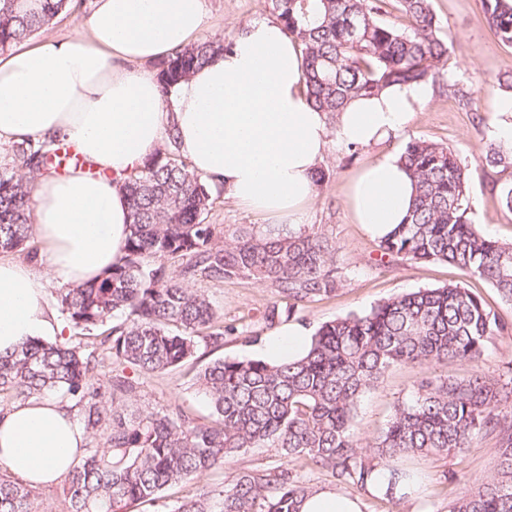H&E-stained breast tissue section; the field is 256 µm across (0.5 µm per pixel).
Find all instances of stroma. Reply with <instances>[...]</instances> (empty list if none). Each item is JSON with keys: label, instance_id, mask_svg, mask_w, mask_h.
<instances>
[{"label": "stroma", "instance_id": "stroma-1", "mask_svg": "<svg viewBox=\"0 0 512 512\" xmlns=\"http://www.w3.org/2000/svg\"><path fill=\"white\" fill-rule=\"evenodd\" d=\"M204 5L207 25L202 35L211 40L231 39L245 23L274 16L269 0H204ZM432 5L448 35L445 70L436 81L426 83L427 101L403 134L380 144L373 152L398 153L410 138L447 145L459 154L471 173L468 216L472 223L481 234L510 243L512 212L501 206L499 188L503 181L512 178V173L482 163L481 155L486 143L495 138L498 94L491 86L498 75L512 72V48L494 40L480 0H432ZM463 94L475 99V111H466L460 104ZM367 154L330 144L323 163L330 178L319 186L307 218L308 224L335 242L336 258L347 275L345 286L332 297L305 303L295 314L281 317L270 327L263 320V313L273 300L270 289L247 280L221 284L196 281V289L221 308L230 333L222 347H200L195 359L172 371L144 374L126 368V375L139 384L141 404L155 409L179 404L199 416H208V402L193 386L195 374L208 362L220 357H264L279 334L288 329L301 325L312 332L324 322L369 311L387 298L420 288L461 283L512 323V304L502 302L497 291L485 281L443 263L382 259L379 242L368 227L351 223L341 185L366 160ZM471 370V364L465 362L393 368L360 401L358 421L363 442H371L377 436L394 403L408 397L421 378L432 373L463 376ZM413 465L424 475L423 485L414 496L394 504L361 490L357 496L363 503V512H448L449 501L459 493L458 486L450 483V476L457 473L480 480L493 470L494 453L489 440L478 438L464 454L418 457Z\"/></svg>", "mask_w": 512, "mask_h": 512}]
</instances>
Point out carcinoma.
<instances>
[{
	"mask_svg": "<svg viewBox=\"0 0 512 512\" xmlns=\"http://www.w3.org/2000/svg\"><path fill=\"white\" fill-rule=\"evenodd\" d=\"M487 26L512 47V0H481ZM282 29L302 46V77L316 109L333 122L356 97L436 80L448 60L447 35L431 0H271ZM82 0H0V54L47 28ZM407 18L405 28L386 19ZM232 47L198 39L155 65L163 101L190 76ZM62 145L25 137L0 163V250L27 249L33 235L34 180L66 162ZM416 186L413 208L380 241L392 260L447 263L478 277L512 303V243L481 235L467 218V166L447 146L407 141L399 152ZM489 166L512 168V148L489 142ZM132 224L117 262L102 277L56 293L60 312L85 335L100 333L112 363L145 373L176 368L199 342L224 345V320L210 298L191 287L246 279L271 290L268 326L346 282L336 245L302 225L206 222L212 184L180 154L174 135L124 184ZM288 304L282 308L280 302ZM509 332L493 309L458 283L388 298L363 314L323 323L307 350L288 359L212 360L195 376L208 398L202 421L176 404L127 406L139 386L115 373L99 382V362L81 347L40 337L0 354V393L19 401L58 396L73 404L92 442L65 479L68 512H130L154 505L169 487L224 470L229 458L274 448L305 460L336 482L364 489L374 471L389 473L383 498L399 502L402 486L419 485L405 466L413 456L464 453L474 439L493 442V473L448 503V512H512V376L476 369L466 376L419 380L397 402L384 428L362 453V396L391 368L481 359ZM313 488L295 470L276 466L240 472L204 485L169 512H299ZM0 512H35L34 489L0 476Z\"/></svg>",
	"mask_w": 512,
	"mask_h": 512,
	"instance_id": "obj_1",
	"label": "carcinoma"
}]
</instances>
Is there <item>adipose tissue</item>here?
Wrapping results in <instances>:
<instances>
[{
  "instance_id": "ef3b65f1",
  "label": "adipose tissue",
  "mask_w": 512,
  "mask_h": 512,
  "mask_svg": "<svg viewBox=\"0 0 512 512\" xmlns=\"http://www.w3.org/2000/svg\"><path fill=\"white\" fill-rule=\"evenodd\" d=\"M205 25L203 0H96L69 37L0 57V143L51 137L82 160L35 186L33 229L49 255L48 280L0 256V353L29 337L61 335L47 284L78 285L117 261L131 222L122 184L168 133L225 198L296 226L316 199L329 138L377 146L426 100L421 87L395 86L350 102L328 123L307 99L299 43L277 21L256 20L162 101L145 63L193 42ZM414 194L407 169L389 155L364 163L343 186L351 223L377 238L404 223ZM85 445L75 409L61 399L0 414V469L30 485L64 479Z\"/></svg>"
}]
</instances>
